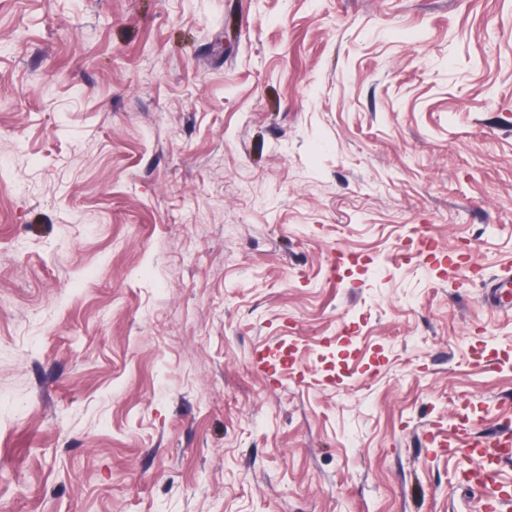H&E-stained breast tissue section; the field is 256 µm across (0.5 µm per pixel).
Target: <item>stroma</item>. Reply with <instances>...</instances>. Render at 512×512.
Masks as SVG:
<instances>
[{
	"instance_id": "35a3bbf8",
	"label": "stroma",
	"mask_w": 512,
	"mask_h": 512,
	"mask_svg": "<svg viewBox=\"0 0 512 512\" xmlns=\"http://www.w3.org/2000/svg\"><path fill=\"white\" fill-rule=\"evenodd\" d=\"M510 273L512 0H0V512H488ZM469 416L462 419L460 427L448 434L441 430H428L427 439L434 448L458 451L465 476L474 485L483 489L485 501L496 510L500 502L512 498L509 486L500 485L494 479V466L503 458L512 457V433L505 431L497 435L474 437Z\"/></svg>"
}]
</instances>
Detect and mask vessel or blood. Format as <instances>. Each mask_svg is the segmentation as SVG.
<instances>
[{
  "label": "vessel or blood",
  "instance_id": "obj_1",
  "mask_svg": "<svg viewBox=\"0 0 512 512\" xmlns=\"http://www.w3.org/2000/svg\"><path fill=\"white\" fill-rule=\"evenodd\" d=\"M470 418H463L459 427L450 434L435 429L428 431L431 446L458 451L465 476L483 489L485 499L492 505L512 498V488L498 484L494 467L503 458L512 457V433L475 437L471 434Z\"/></svg>",
  "mask_w": 512,
  "mask_h": 512
}]
</instances>
